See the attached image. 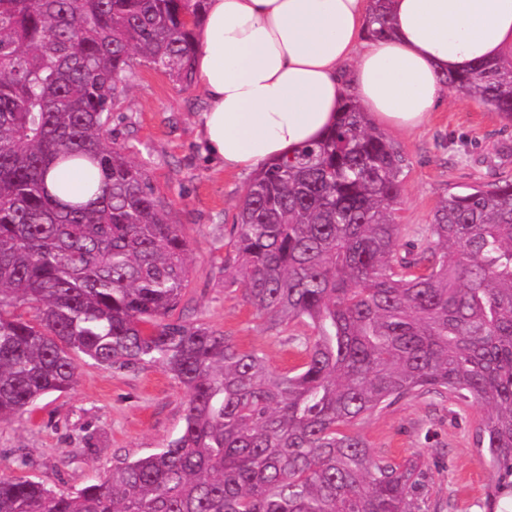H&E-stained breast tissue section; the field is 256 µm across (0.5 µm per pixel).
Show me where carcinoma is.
<instances>
[{"mask_svg": "<svg viewBox=\"0 0 512 512\" xmlns=\"http://www.w3.org/2000/svg\"><path fill=\"white\" fill-rule=\"evenodd\" d=\"M205 0H0V424L77 381L84 356L159 366L185 390L163 448L55 491L0 476V512H422L418 461L355 430L423 395L483 409L484 508L512 497V177L450 189L421 234L395 211L408 160L352 96L317 143L259 170L224 280L300 362L176 315L188 245L129 146L108 135L136 60L193 84ZM512 122V64L445 78ZM60 168L92 194L47 189Z\"/></svg>", "mask_w": 512, "mask_h": 512, "instance_id": "obj_1", "label": "carcinoma"}]
</instances>
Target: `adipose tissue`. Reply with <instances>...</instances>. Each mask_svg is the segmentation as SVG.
<instances>
[{
	"label": "adipose tissue",
	"mask_w": 512,
	"mask_h": 512,
	"mask_svg": "<svg viewBox=\"0 0 512 512\" xmlns=\"http://www.w3.org/2000/svg\"><path fill=\"white\" fill-rule=\"evenodd\" d=\"M372 0H207L195 81L211 163L258 171L319 140L347 92L375 126L415 132L441 105L442 75L512 62V0H387L386 37L367 33Z\"/></svg>",
	"instance_id": "1"
}]
</instances>
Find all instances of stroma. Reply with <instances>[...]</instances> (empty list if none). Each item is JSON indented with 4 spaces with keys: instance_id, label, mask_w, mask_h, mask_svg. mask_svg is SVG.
Masks as SVG:
<instances>
[{
    "instance_id": "stroma-1",
    "label": "stroma",
    "mask_w": 512,
    "mask_h": 512,
    "mask_svg": "<svg viewBox=\"0 0 512 512\" xmlns=\"http://www.w3.org/2000/svg\"><path fill=\"white\" fill-rule=\"evenodd\" d=\"M207 101L198 88L183 90L153 68L138 64L112 120V136L134 146L188 243L193 269L179 311L186 319L261 349L272 368L296 363L286 336L303 325L269 329L265 318L224 281L231 227L250 175L218 169L204 154L197 119ZM409 160L398 216L404 235L429 223L451 187L512 176V124L480 100L453 91L418 133L391 132ZM185 391L156 366L118 371L79 360L76 385L38 400L31 414L0 426V474L14 475L18 450L29 475L57 490H71L111 469L162 448L182 427ZM481 411L459 413L449 403L416 398L375 413L359 432L375 454L418 460L428 473L426 512H483L490 472L470 429Z\"/></svg>"
}]
</instances>
